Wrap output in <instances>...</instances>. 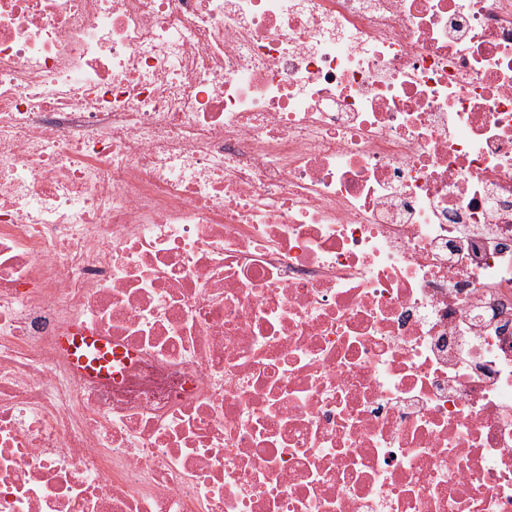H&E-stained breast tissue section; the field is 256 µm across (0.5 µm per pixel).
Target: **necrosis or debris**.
I'll use <instances>...</instances> for the list:
<instances>
[{"mask_svg":"<svg viewBox=\"0 0 512 512\" xmlns=\"http://www.w3.org/2000/svg\"><path fill=\"white\" fill-rule=\"evenodd\" d=\"M0 512H512V0H0ZM60 346L69 361L88 374L108 371L107 364L112 361V343L105 336L73 326L65 336H60Z\"/></svg>","mask_w":512,"mask_h":512,"instance_id":"1","label":"necrosis or debris"}]
</instances>
